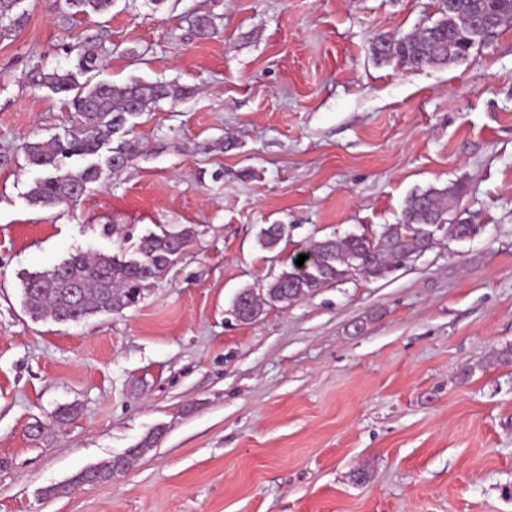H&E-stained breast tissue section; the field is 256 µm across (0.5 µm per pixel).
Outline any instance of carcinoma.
<instances>
[{"instance_id":"carcinoma-1","label":"carcinoma","mask_w":512,"mask_h":512,"mask_svg":"<svg viewBox=\"0 0 512 512\" xmlns=\"http://www.w3.org/2000/svg\"><path fill=\"white\" fill-rule=\"evenodd\" d=\"M25 0H0V38L14 37L27 24ZM70 18L103 15L112 0H66ZM438 18L402 35H384L372 44V54L382 62L396 61L411 68L443 66L466 60L479 44H487L512 26V0H434ZM77 69L88 75L99 70L101 57L112 49L95 35L78 41ZM31 88H46L55 94H72L68 100L80 120L81 130L66 138L51 137L26 147L29 165L44 172L29 191V201L43 208L74 206L103 173L123 169L132 157L143 152L132 137L134 119L155 112L167 101L175 107L191 97L187 86L162 81L134 80L122 87L87 79L81 83L69 70L51 72L35 68L27 75ZM116 146H110L114 136ZM107 154H102V149ZM79 157L86 164L63 170L64 161ZM455 185L442 190L430 188L411 195L403 220L388 224L381 232L384 246L376 248L362 237L325 238L310 248L313 260L299 267L290 260L267 282L262 292L244 290L233 303V314L242 323L256 320L265 307L305 300L332 282L356 275L384 278L427 251L434 239L427 236L430 224L447 225L448 236L463 239L481 231L478 224H450L448 202L461 194ZM197 230L150 232L142 236L130 256H89L76 253L47 272L32 273L23 284L27 312L36 320L79 323L99 312L120 313L136 303L146 287L161 279L195 240ZM288 237V225L270 224L258 235L265 250L275 249ZM125 459H114L80 471L73 484L104 483L125 469Z\"/></svg>"}]
</instances>
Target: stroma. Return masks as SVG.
I'll list each match as a JSON object with an SVG mask.
<instances>
[{"label": "stroma", "mask_w": 512, "mask_h": 512, "mask_svg": "<svg viewBox=\"0 0 512 512\" xmlns=\"http://www.w3.org/2000/svg\"><path fill=\"white\" fill-rule=\"evenodd\" d=\"M25 6L0 41V512H512V363L495 360L512 350V28L413 69L372 42L433 0H114L77 22L64 0ZM85 32L112 45L98 80L194 93L139 117L143 154L77 207H36L25 147L78 120L27 75L72 68ZM453 185L448 220L475 237L231 316L313 242L379 236L412 193ZM269 224L290 227L272 252ZM185 225L194 242L134 306L28 314L27 274ZM119 456L112 481L47 495Z\"/></svg>", "instance_id": "1"}]
</instances>
